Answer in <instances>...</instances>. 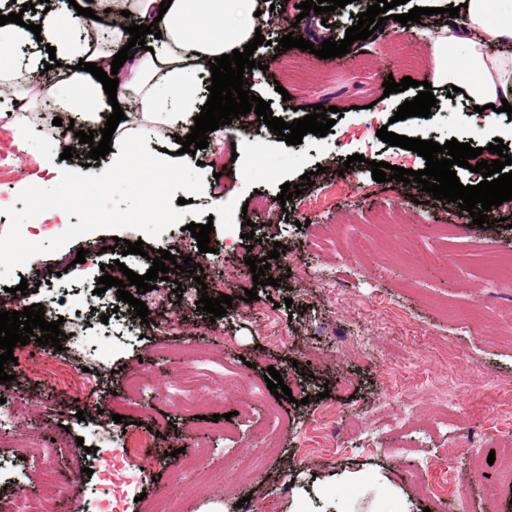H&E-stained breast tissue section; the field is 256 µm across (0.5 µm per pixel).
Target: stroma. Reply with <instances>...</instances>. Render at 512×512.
<instances>
[{"label":"stroma","mask_w":512,"mask_h":512,"mask_svg":"<svg viewBox=\"0 0 512 512\" xmlns=\"http://www.w3.org/2000/svg\"><path fill=\"white\" fill-rule=\"evenodd\" d=\"M271 21L253 54L259 68L250 76L252 95L269 102L274 117L303 118L308 105L343 109L326 136L307 135L301 144L277 139L259 122L209 134L207 148L184 154L199 160L207 194L193 198L203 209L231 200L247 202L235 212V227L210 234L214 252L201 274L206 294L217 298L219 282L234 277L232 306L217 321L196 307L193 291L152 308L148 325L133 326L129 306L116 288L96 295L66 271L79 249H87L85 274L97 277L114 262V238L137 241L134 228H105L53 254L16 268L0 288V311L43 305L63 318L76 350L62 351L41 376L6 366L11 393L0 408V512H17L21 496L37 499L41 512H85L90 501L116 502L121 512H148L163 497L167 512H512V480L490 451L512 440V317L490 316L473 325L471 312L512 306V287H487L488 249L512 251V201L489 227L456 221L454 203L423 192L420 185L373 180L370 161L421 170L423 157L392 147L376 132L418 135L445 143L456 138L485 148L489 135L460 120L473 108L464 93L434 88L437 108L429 117L395 120L416 87L385 94L387 78L433 81L432 39L391 35L387 20L367 40L332 65L297 48L276 52L279 19L299 21L311 43L342 40L359 13L375 0H352L328 18L300 16L301 0H265ZM300 103L285 110L283 94ZM15 146L19 157L0 181V234L9 227L5 207L31 185L50 187L62 167L98 174L105 157L62 162L52 137L28 128L19 135L0 118V146ZM361 154L355 168L344 157ZM492 160V153L484 155ZM315 171L314 184L293 202L280 204L284 183H298ZM411 223L385 234L367 219L396 209ZM452 224L451 235L417 234L421 224ZM280 286H255L243 267L254 255L265 258L274 243ZM58 279L43 283V270ZM27 281L26 296L13 295ZM257 300L243 301L247 289ZM292 306H285V299ZM108 322H101V315ZM275 368L291 389L288 398L271 394L264 380ZM206 374L217 386L199 390L192 411L175 400L187 377ZM138 393H130L129 382ZM85 420H78L77 412ZM123 415L127 424L115 422ZM341 420L362 425L360 435L330 437ZM157 433L159 444L124 457L126 472L142 458L158 461L144 479V498H117L111 476L92 470L90 447L111 430L121 447L139 426ZM275 428L278 448L265 447L263 433ZM204 476L179 469L172 455L193 452L197 442ZM67 476L62 487L45 490V448ZM253 449L258 466L246 479L229 465Z\"/></svg>","instance_id":"1"}]
</instances>
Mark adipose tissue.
Returning a JSON list of instances; mask_svg holds the SVG:
<instances>
[{"label": "adipose tissue", "instance_id": "ef3b65f1", "mask_svg": "<svg viewBox=\"0 0 512 512\" xmlns=\"http://www.w3.org/2000/svg\"><path fill=\"white\" fill-rule=\"evenodd\" d=\"M238 2L202 0L201 10L193 16L190 0H172L164 12L159 9L161 0H129L131 20L139 25L158 23L162 37L153 42L151 52L136 55L119 80L118 96H133L138 111L118 124L114 140L147 133L156 124H192L201 112L199 84L211 75L209 61L242 48L267 21L262 15L235 24ZM451 2L460 12L435 33V80L454 85L463 75H470L469 94L484 108L482 125L486 132L498 133L496 108L504 102L512 104V52L506 49L512 43V0ZM32 21L40 25L42 38L55 45L60 63L75 69L71 104L80 111L91 102L107 104L102 83L76 69L82 59L106 71L111 68V54L91 50L88 42L97 23L78 15L69 0H53L50 10L33 16ZM64 26L76 30L77 38L58 41L57 31Z\"/></svg>", "mask_w": 512, "mask_h": 512}]
</instances>
